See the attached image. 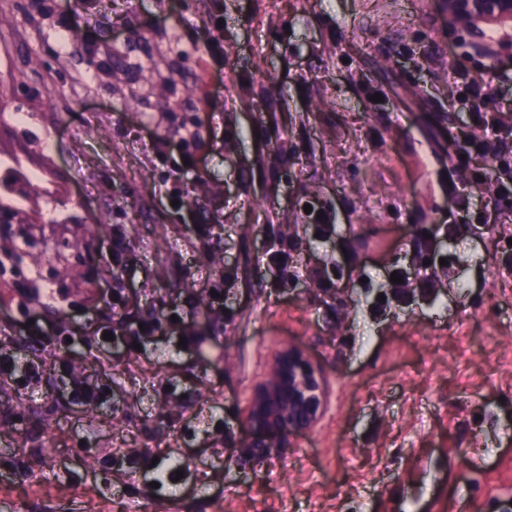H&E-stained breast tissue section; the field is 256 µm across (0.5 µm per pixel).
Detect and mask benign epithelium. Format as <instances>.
<instances>
[{
  "label": "benign epithelium",
  "mask_w": 512,
  "mask_h": 512,
  "mask_svg": "<svg viewBox=\"0 0 512 512\" xmlns=\"http://www.w3.org/2000/svg\"><path fill=\"white\" fill-rule=\"evenodd\" d=\"M445 6L450 23L471 33H480L486 26H512V0H445ZM334 291L341 306L336 321L340 330L351 313V281L340 282ZM324 406L319 366L296 345L282 348L252 390L238 447L261 457L272 448H289L294 438L313 429Z\"/></svg>",
  "instance_id": "1"
}]
</instances>
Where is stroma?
<instances>
[{
    "label": "stroma",
    "instance_id": "35a3bbf8",
    "mask_svg": "<svg viewBox=\"0 0 512 512\" xmlns=\"http://www.w3.org/2000/svg\"><path fill=\"white\" fill-rule=\"evenodd\" d=\"M0 13V159L45 180L30 203L56 218L42 245L78 270L31 312L68 323L70 363L113 391L76 408L54 373L31 391L0 382V512H512V272L496 238L460 240L465 286L439 305L361 302L341 331L332 299L277 287L266 247L269 225L305 223L313 198L379 283L412 225L493 213L448 166L469 111L454 76L491 77L487 108L512 110V46L455 28L443 0H0ZM218 280L220 316L205 311ZM172 310L198 348L170 331L96 336ZM21 318L0 302V339L38 358L51 342ZM291 344L323 372L321 418L292 448L229 461L254 386ZM132 451L147 465H118ZM177 461L183 479L153 488Z\"/></svg>",
    "mask_w": 512,
    "mask_h": 512
}]
</instances>
